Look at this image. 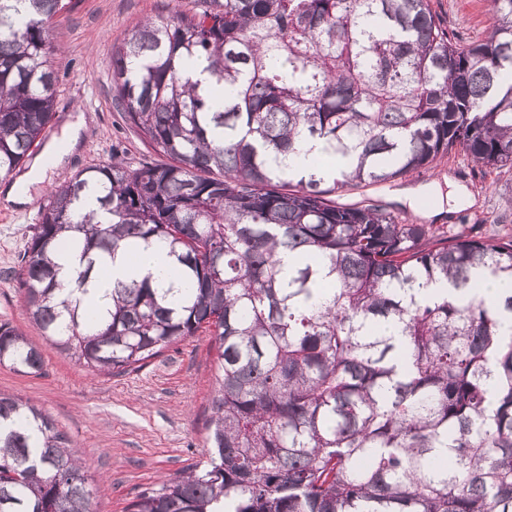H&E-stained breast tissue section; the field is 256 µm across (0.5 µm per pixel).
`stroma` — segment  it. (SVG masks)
I'll return each instance as SVG.
<instances>
[{"label": "stroma", "mask_w": 512, "mask_h": 512, "mask_svg": "<svg viewBox=\"0 0 512 512\" xmlns=\"http://www.w3.org/2000/svg\"><path fill=\"white\" fill-rule=\"evenodd\" d=\"M195 7V0H71L50 24L59 77L51 126L59 135L76 117H83L85 125L73 154L33 190L28 203L0 201V322L33 341L40 342L41 335L22 306L17 273L49 191L96 164L115 159L134 167L161 158L125 123L112 97V49L141 20ZM430 7L458 38L481 40L492 28L487 0H430ZM472 167L455 149L422 175L340 189L335 199L345 205L375 204L417 224L454 230L479 222L486 233L512 236V216L494 221L512 204V168L481 177ZM451 184L466 188L468 202L433 217L402 200L410 190L426 193ZM42 354L38 375L0 365V393L36 404L67 434L94 478L96 512H125L142 490L208 460L207 427L217 390L216 349L209 336L179 342L142 369L122 375L94 373L48 344Z\"/></svg>", "instance_id": "stroma-1"}]
</instances>
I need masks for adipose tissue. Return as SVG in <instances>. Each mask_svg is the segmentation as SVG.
I'll return each instance as SVG.
<instances>
[{
	"mask_svg": "<svg viewBox=\"0 0 512 512\" xmlns=\"http://www.w3.org/2000/svg\"><path fill=\"white\" fill-rule=\"evenodd\" d=\"M81 127V121L72 122L65 130L62 140L50 144L45 153L36 158L29 171L8 185L0 193V197L13 204L28 202L32 187L45 182L53 168L65 161L78 140ZM178 268L175 257L164 244L142 243L133 253L117 255L113 261L92 271L88 298L97 303L101 302L103 295L114 282L140 278L147 274L153 275L156 281L165 285L177 279Z\"/></svg>",
	"mask_w": 512,
	"mask_h": 512,
	"instance_id": "1",
	"label": "adipose tissue"
}]
</instances>
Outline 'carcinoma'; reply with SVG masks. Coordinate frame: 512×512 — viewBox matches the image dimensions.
<instances>
[{
  "mask_svg": "<svg viewBox=\"0 0 512 512\" xmlns=\"http://www.w3.org/2000/svg\"><path fill=\"white\" fill-rule=\"evenodd\" d=\"M481 40L450 37L429 0H199L133 27L112 50L125 122L165 162L97 164L56 187L19 273L43 338L107 375L205 333L217 350L209 461L127 512H512V236L453 233L336 190L430 170L459 149L482 174L512 166V0ZM64 0H0V175L41 145ZM201 66L215 101L189 71ZM315 141L357 154L340 177L296 178ZM92 192L106 224L75 203ZM69 234L71 294L118 252L158 239L183 288L116 282L84 324L57 301L51 255ZM298 262L285 270L278 254ZM447 281L451 298L418 290ZM400 325L409 368L388 334ZM38 375V345L0 324V365ZM0 512H94L89 469L38 406L0 394Z\"/></svg>",
  "mask_w": 512,
  "mask_h": 512,
  "instance_id": "cac0c4a2",
  "label": "carcinoma"
}]
</instances>
